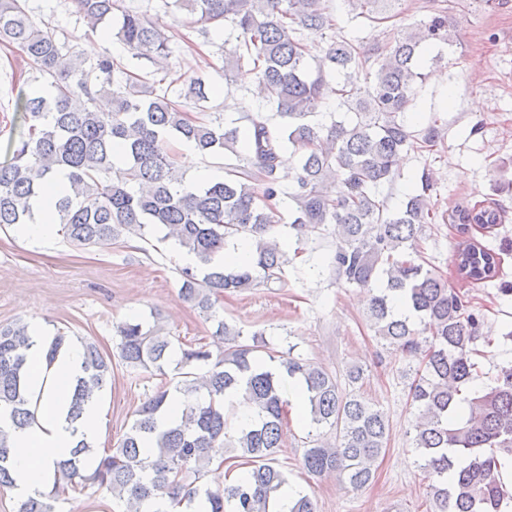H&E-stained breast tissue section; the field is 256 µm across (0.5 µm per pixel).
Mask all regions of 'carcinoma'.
<instances>
[{"mask_svg":"<svg viewBox=\"0 0 512 512\" xmlns=\"http://www.w3.org/2000/svg\"><path fill=\"white\" fill-rule=\"evenodd\" d=\"M70 2L91 30L111 27L131 58L149 61L153 74L162 77L146 81L108 53L87 66L47 24L33 20L26 0H0V44L17 48L31 69L50 77L39 92L21 95L18 108L28 128L15 144L12 162L0 164V227L33 222L49 178L62 172L53 223L68 242L103 247L127 235L143 237L147 229L162 234L163 241L175 239L195 257L182 269L180 295L212 317L220 297L282 275L288 257L270 230L278 199L288 195L295 202L289 228L296 234L336 225V280L359 288L381 284L367 312L381 345L420 360L410 387L417 410L413 441L419 468L430 481L431 512H512V493L504 489L500 471L512 460V366L501 368L479 393L462 395L481 377L473 355L484 315L419 262L422 230L432 214L429 174L422 172L420 186L398 210L379 198V188L397 175L401 152L419 143L435 146L433 131L418 141L398 114L424 79V48L451 44L448 17L432 16L371 54L352 40L331 36L322 63L313 68L298 31L323 36L332 29L326 0H173L196 24L229 21L238 29L237 44L224 57V77L250 66L260 98L256 109L241 115L249 130V155L242 157L238 128L205 117L204 82L183 90L197 114L173 100L172 87L180 78L170 76L168 36L148 14L128 10L124 0ZM343 2L355 17L373 23L401 0ZM328 71L341 81L340 103L356 120L328 125L311 120L310 106L324 93ZM102 96L111 102L107 112L97 107ZM272 112L288 123L273 124ZM171 138L194 143L201 154L228 151L240 163L220 180L188 182L167 149ZM288 145L300 156L285 178L279 159ZM330 180L337 182L333 193L327 189ZM448 220L464 233L472 224L492 227L501 215L491 204H475L455 210ZM242 234L255 240L252 262L232 270L214 267L228 241ZM500 262L499 254L476 244L456 255L458 272L469 281L498 278ZM397 296L423 323L422 330L412 328V316L394 312ZM118 333L119 357L127 366L163 375L176 362L175 391L185 397L181 418L159 428L169 389L158 387L135 411L118 447L94 458L83 442L57 463L67 481L78 478L106 489L125 501L126 512H171L198 497L206 512H270L289 485L276 463L288 406L283 373L301 385L309 425L317 431L305 451L304 469L313 476L334 471L356 491L373 481L389 424L360 394V369L347 371L345 389L316 363L290 356L278 360L256 337L250 344L240 342L241 331L222 319L213 332L224 344L217 355L208 343L177 345L139 322L122 324ZM30 346L28 325H0V412L18 428L32 420L26 388ZM83 352V375L69 397L72 422L112 379V359L96 342L84 343ZM230 389L244 392L256 409L253 427L230 430L224 411ZM461 403L467 411L459 416ZM326 428L336 433L334 447L321 440L319 431ZM10 455L0 430V488L13 486ZM233 458L252 465L247 475L222 487L199 484L214 463ZM18 512H55V507L46 497H29Z\"/></svg>","mask_w":512,"mask_h":512,"instance_id":"1","label":"carcinoma"}]
</instances>
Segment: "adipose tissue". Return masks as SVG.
Here are the masks:
<instances>
[{
  "label": "adipose tissue",
  "mask_w": 512,
  "mask_h": 512,
  "mask_svg": "<svg viewBox=\"0 0 512 512\" xmlns=\"http://www.w3.org/2000/svg\"><path fill=\"white\" fill-rule=\"evenodd\" d=\"M31 332L35 344L28 389L34 418L28 428L15 433L11 447L14 493L22 500L47 493L56 479L57 462L78 442L97 441L103 430L102 411L95 401L78 422L66 418L68 391L82 374L81 345L65 341L51 361L41 327L32 325Z\"/></svg>",
  "instance_id": "ef3b65f1"
}]
</instances>
